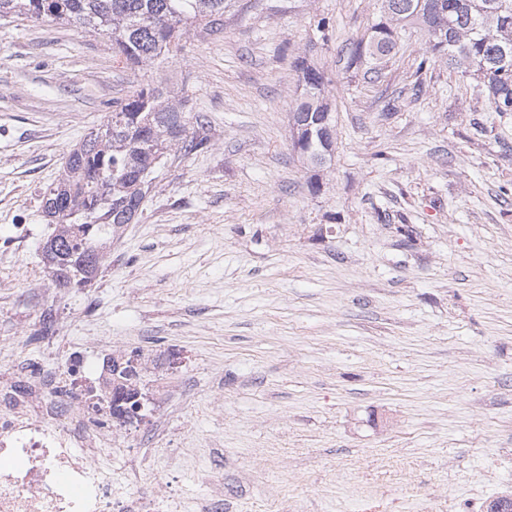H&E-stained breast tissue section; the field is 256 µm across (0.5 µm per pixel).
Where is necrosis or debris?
Here are the masks:
<instances>
[{
    "label": "necrosis or debris",
    "mask_w": 512,
    "mask_h": 512,
    "mask_svg": "<svg viewBox=\"0 0 512 512\" xmlns=\"http://www.w3.org/2000/svg\"><path fill=\"white\" fill-rule=\"evenodd\" d=\"M52 346L38 361L0 374V512H181L170 496L139 494L136 460L113 473L103 462L112 414V362L75 352L53 364Z\"/></svg>",
    "instance_id": "4bbe7bcc"
}]
</instances>
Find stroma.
<instances>
[{
    "mask_svg": "<svg viewBox=\"0 0 512 512\" xmlns=\"http://www.w3.org/2000/svg\"><path fill=\"white\" fill-rule=\"evenodd\" d=\"M329 19L317 31L319 19ZM378 0H226L174 62L0 18V330L39 304L56 355L138 352L166 418L148 493L198 512H487L512 498V112L418 26L346 68ZM324 70L332 160L294 150L299 59ZM183 82L210 149L168 160L91 284L47 292L43 192L114 102ZM181 355L156 367V353Z\"/></svg>",
    "mask_w": 512,
    "mask_h": 512,
    "instance_id": "stroma-1",
    "label": "stroma"
}]
</instances>
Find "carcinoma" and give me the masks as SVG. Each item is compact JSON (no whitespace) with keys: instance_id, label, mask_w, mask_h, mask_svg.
Here are the masks:
<instances>
[{"instance_id":"1","label":"carcinoma","mask_w":512,"mask_h":512,"mask_svg":"<svg viewBox=\"0 0 512 512\" xmlns=\"http://www.w3.org/2000/svg\"><path fill=\"white\" fill-rule=\"evenodd\" d=\"M225 0H0V17L51 19L101 35L112 62L139 69L176 58L195 38L224 29ZM382 19L370 40L344 50L350 68L382 60L397 45L398 30L426 29L431 51L486 88L495 112H512V0H382ZM304 92L292 114V144L315 167L335 142V120L325 101V73L301 60ZM184 88L148 84L112 106L106 121L65 157L61 177L43 196L55 221L44 246L56 282H90L104 245L135 221L153 189L150 175L170 157L210 147L203 113L186 111Z\"/></svg>"}]
</instances>
